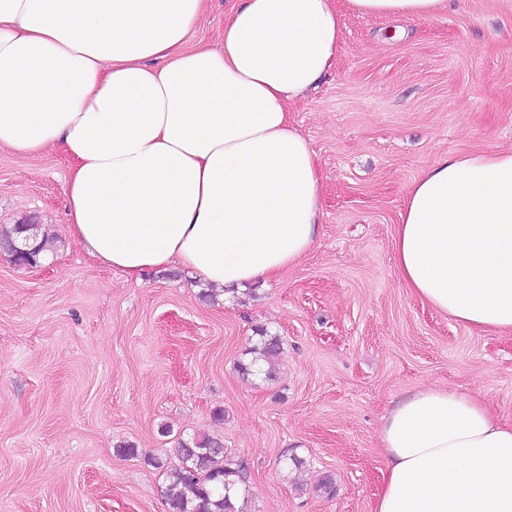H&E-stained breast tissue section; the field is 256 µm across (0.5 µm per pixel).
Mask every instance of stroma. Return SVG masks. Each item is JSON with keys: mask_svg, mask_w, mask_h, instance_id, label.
<instances>
[{"mask_svg": "<svg viewBox=\"0 0 512 512\" xmlns=\"http://www.w3.org/2000/svg\"><path fill=\"white\" fill-rule=\"evenodd\" d=\"M229 7L205 0L190 45L217 42ZM289 120L322 173L320 236L274 281L212 301L187 270L137 283L95 262L67 235V158L0 148V228L56 240L36 268L0 251V512H166L165 470L196 433L244 467L245 512H373L400 397L473 393L512 423V334L411 296L393 247L438 159L512 150V0L428 21L343 11L338 61ZM260 328L282 341L271 379L237 369Z\"/></svg>", "mask_w": 512, "mask_h": 512, "instance_id": "stroma-1", "label": "stroma"}]
</instances>
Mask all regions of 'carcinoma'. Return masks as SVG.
I'll return each instance as SVG.
<instances>
[{
    "label": "carcinoma",
    "mask_w": 512,
    "mask_h": 512,
    "mask_svg": "<svg viewBox=\"0 0 512 512\" xmlns=\"http://www.w3.org/2000/svg\"><path fill=\"white\" fill-rule=\"evenodd\" d=\"M30 234L37 253L46 254L52 247L51 238L39 224H14L0 229V248L15 254V242ZM281 356V341L260 331V344L253 357L240 366L247 374L253 369L268 378L275 375ZM180 466L170 470L164 491L167 512H243L240 503V485L243 483L242 465L224 453V443L206 434L197 435L180 443Z\"/></svg>",
    "instance_id": "cac0c4a2"
}]
</instances>
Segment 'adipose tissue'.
<instances>
[{"label":"adipose tissue","instance_id":"adipose-tissue-1","mask_svg":"<svg viewBox=\"0 0 512 512\" xmlns=\"http://www.w3.org/2000/svg\"><path fill=\"white\" fill-rule=\"evenodd\" d=\"M205 0H0V147L71 160L68 233L142 282L179 266L227 290L295 265L322 176L288 108L329 73L341 12L430 20L450 0H235L187 48ZM399 277L456 322L512 333V151L452 154L410 187ZM373 512H512V423L426 387L383 419Z\"/></svg>","mask_w":512,"mask_h":512}]
</instances>
